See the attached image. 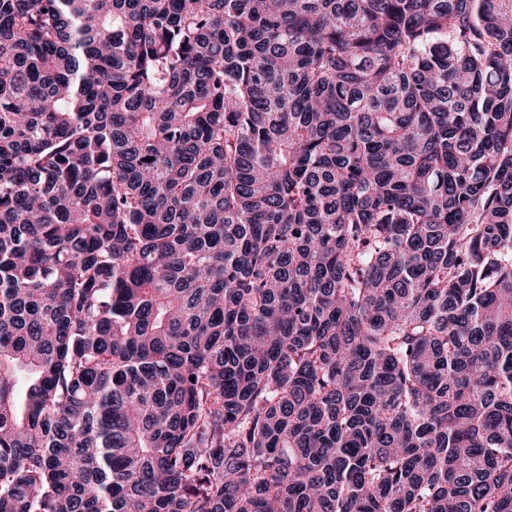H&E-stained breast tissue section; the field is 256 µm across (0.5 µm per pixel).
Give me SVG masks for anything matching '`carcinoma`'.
<instances>
[{
	"instance_id": "obj_1",
	"label": "carcinoma",
	"mask_w": 512,
	"mask_h": 512,
	"mask_svg": "<svg viewBox=\"0 0 512 512\" xmlns=\"http://www.w3.org/2000/svg\"><path fill=\"white\" fill-rule=\"evenodd\" d=\"M0 512H512V0H0Z\"/></svg>"
}]
</instances>
